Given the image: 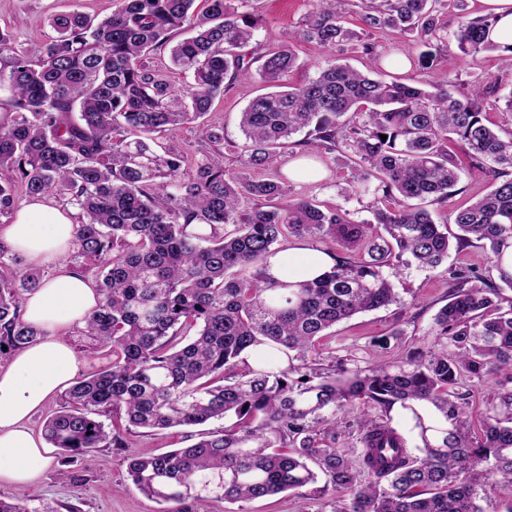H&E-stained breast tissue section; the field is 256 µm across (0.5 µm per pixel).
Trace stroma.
<instances>
[{"instance_id": "obj_1", "label": "stroma", "mask_w": 512, "mask_h": 512, "mask_svg": "<svg viewBox=\"0 0 512 512\" xmlns=\"http://www.w3.org/2000/svg\"><path fill=\"white\" fill-rule=\"evenodd\" d=\"M262 23L254 33L255 43L265 48L281 45L289 29L294 28L311 11L310 0H253ZM113 0H0V27L10 29L17 47L34 50L36 45L55 35L51 18L72 10L97 18L111 14ZM443 69L450 81L466 87L473 73L501 77L503 92L512 91V72L505 71L495 54L483 53L477 59L463 56L456 46L445 52ZM262 86L254 79L241 80L226 88L214 102L206 122L223 126L226 139L242 145L239 129L242 109ZM350 181L345 158L314 152L310 167L298 178H290L293 196L313 199L348 210L352 219L369 218L374 200L373 189L357 196L344 197ZM450 268H468L483 275L488 285L498 284V274L488 249L481 242L470 241L451 249L446 262ZM388 277L394 282L403 303L386 309L365 312L333 327L320 340L316 357L320 362L336 361L347 368L367 367L377 362L392 363L405 359L408 352L425 351L436 343L435 315L448 300L446 272L429 271L414 266L391 268ZM185 428H169L151 433H130L120 448H97L79 462L80 481L64 472L59 460H52L43 483L25 491L29 506L36 508L72 506L78 512H160L161 507L127 480L128 460L133 456H151L187 445ZM330 512L326 499L300 503L295 496L283 493L247 503L218 504L208 500L193 503V512Z\"/></svg>"}]
</instances>
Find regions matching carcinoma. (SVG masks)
Masks as SVG:
<instances>
[{
    "instance_id": "carcinoma-1",
    "label": "carcinoma",
    "mask_w": 512,
    "mask_h": 512,
    "mask_svg": "<svg viewBox=\"0 0 512 512\" xmlns=\"http://www.w3.org/2000/svg\"><path fill=\"white\" fill-rule=\"evenodd\" d=\"M252 2L205 0L198 11L195 0H117L102 19L70 11L52 18L57 36L33 55L0 29V108L12 114L0 124V169L12 173L0 184V215L17 184L78 210L74 259L93 264L101 295L83 335L112 353L66 391L45 436L71 466L95 448L124 447L123 430L228 421L186 447L130 458L128 480L162 512L287 491L329 496L332 512H483L489 480L512 483V300L476 285L477 272L450 268L433 350L352 370L311 353L337 323L400 303L384 268L436 270L454 243L476 239L496 257L512 241V135L485 115L492 96L512 111V92L497 96L498 79L483 76L469 93L451 89L437 72L447 48L440 17L455 13L456 46L474 61L496 52L511 69L512 46L488 39L496 16H471L467 0H359L369 31L417 42L412 75L386 81L332 55L292 85L297 42L326 52L352 45L376 65L375 45L348 26L343 0H314L280 46L249 51L262 22ZM162 53L192 85L177 89L146 64ZM255 76L269 91L240 112L246 145L229 169L224 127L202 118L225 82ZM190 122L201 158L187 176L180 155L152 143ZM301 144L341 153L351 184H376L372 219L352 222L336 205L291 197L281 180L251 178ZM451 146L492 177L485 195L453 211L454 243L421 206L459 192ZM306 238L323 242L334 265L313 279L275 278L269 257ZM20 264L0 240V358L40 335L21 307L41 278ZM464 377L493 384L484 409L456 392ZM358 400L380 413L355 418L352 457L336 439L347 428L339 414ZM396 406L423 456L392 426Z\"/></svg>"
}]
</instances>
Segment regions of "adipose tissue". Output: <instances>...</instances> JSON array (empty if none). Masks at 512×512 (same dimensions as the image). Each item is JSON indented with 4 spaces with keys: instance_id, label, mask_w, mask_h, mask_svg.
I'll list each match as a JSON object with an SVG mask.
<instances>
[{
    "instance_id": "obj_1",
    "label": "adipose tissue",
    "mask_w": 512,
    "mask_h": 512,
    "mask_svg": "<svg viewBox=\"0 0 512 512\" xmlns=\"http://www.w3.org/2000/svg\"><path fill=\"white\" fill-rule=\"evenodd\" d=\"M75 224L74 210L37 197L29 199L11 223L0 226V239L25 264L48 271L23 303L24 321L40 329V336L0 366V485L18 490L39 483L48 470L50 450L28 423L76 382L83 362L65 332L85 326L99 301L94 279L65 263ZM269 264L274 276L292 281L300 275H320L332 261L315 248L291 246L271 256Z\"/></svg>"
}]
</instances>
